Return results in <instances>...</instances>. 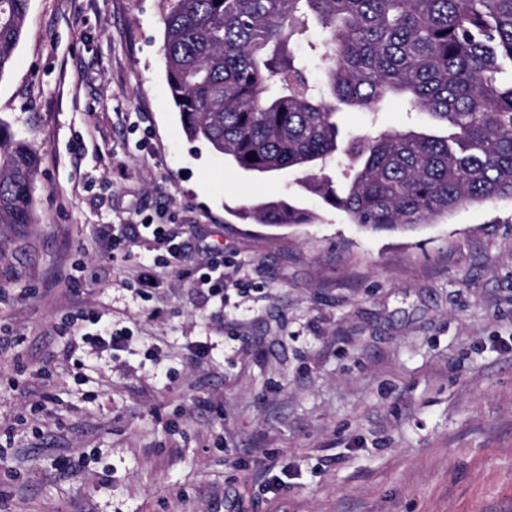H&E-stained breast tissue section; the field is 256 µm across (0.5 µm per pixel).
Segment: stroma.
<instances>
[{
  "label": "stroma",
  "mask_w": 512,
  "mask_h": 512,
  "mask_svg": "<svg viewBox=\"0 0 512 512\" xmlns=\"http://www.w3.org/2000/svg\"><path fill=\"white\" fill-rule=\"evenodd\" d=\"M166 9L30 0L0 75V121L40 154L35 223L0 224V512H512V199L364 233L295 173L189 142ZM288 197L317 221L236 215ZM139 214L190 264L222 245L223 298L160 268L143 300ZM108 231L127 237L113 260ZM86 307L130 336L75 370L59 329ZM270 456L274 494L253 480Z\"/></svg>",
  "instance_id": "obj_1"
}]
</instances>
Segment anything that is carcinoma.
Wrapping results in <instances>:
<instances>
[{"mask_svg":"<svg viewBox=\"0 0 512 512\" xmlns=\"http://www.w3.org/2000/svg\"><path fill=\"white\" fill-rule=\"evenodd\" d=\"M29 0H0V76ZM163 52L182 130L252 173L305 185L363 232L411 231L465 207L512 199V0H168ZM327 47L318 92L294 47ZM391 98L420 129L346 134L344 107L377 121ZM347 161L344 189L326 174ZM39 157L0 121V224L35 223ZM256 224H308L283 200L244 209Z\"/></svg>","mask_w":512,"mask_h":512,"instance_id":"obj_1","label":"carcinoma"}]
</instances>
